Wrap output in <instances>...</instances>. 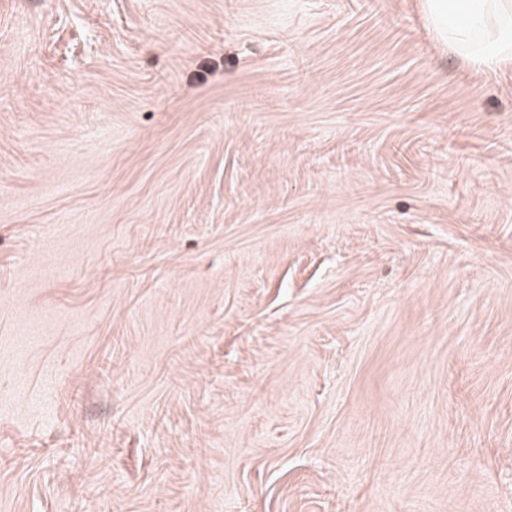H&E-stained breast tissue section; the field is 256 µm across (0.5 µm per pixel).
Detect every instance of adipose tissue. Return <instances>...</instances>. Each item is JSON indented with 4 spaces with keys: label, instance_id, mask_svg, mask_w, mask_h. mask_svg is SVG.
<instances>
[{
    "label": "adipose tissue",
    "instance_id": "adipose-tissue-1",
    "mask_svg": "<svg viewBox=\"0 0 512 512\" xmlns=\"http://www.w3.org/2000/svg\"><path fill=\"white\" fill-rule=\"evenodd\" d=\"M435 39L472 65L512 64V0H421Z\"/></svg>",
    "mask_w": 512,
    "mask_h": 512
}]
</instances>
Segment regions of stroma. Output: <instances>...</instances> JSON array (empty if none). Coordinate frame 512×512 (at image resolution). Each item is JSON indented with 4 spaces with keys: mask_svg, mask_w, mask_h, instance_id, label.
Instances as JSON below:
<instances>
[{
    "mask_svg": "<svg viewBox=\"0 0 512 512\" xmlns=\"http://www.w3.org/2000/svg\"><path fill=\"white\" fill-rule=\"evenodd\" d=\"M0 512H512V65L0 0Z\"/></svg>",
    "mask_w": 512,
    "mask_h": 512,
    "instance_id": "1",
    "label": "stroma"
}]
</instances>
